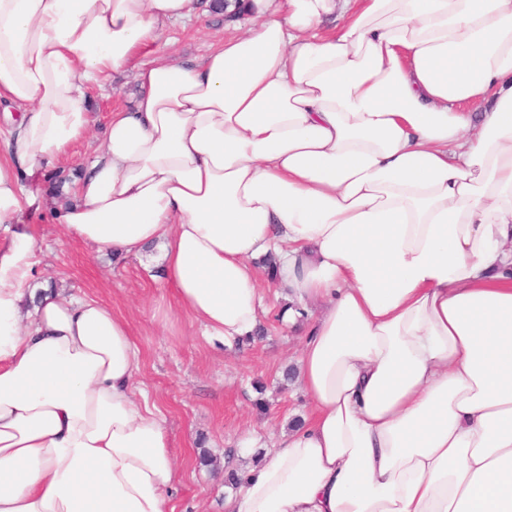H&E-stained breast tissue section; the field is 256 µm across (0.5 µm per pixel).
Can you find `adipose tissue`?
<instances>
[{
    "label": "adipose tissue",
    "instance_id": "1",
    "mask_svg": "<svg viewBox=\"0 0 512 512\" xmlns=\"http://www.w3.org/2000/svg\"><path fill=\"white\" fill-rule=\"evenodd\" d=\"M247 0L186 64L143 60L199 0H0V224L60 171L85 99L140 93L52 223L114 257L161 249L202 336L258 328L260 264L307 323L312 406L226 512H512V0ZM0 251V512H172L164 419L104 302Z\"/></svg>",
    "mask_w": 512,
    "mask_h": 512
}]
</instances>
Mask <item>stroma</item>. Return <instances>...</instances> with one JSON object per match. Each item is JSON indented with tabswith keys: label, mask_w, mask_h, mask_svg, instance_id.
<instances>
[{
	"label": "stroma",
	"mask_w": 512,
	"mask_h": 512,
	"mask_svg": "<svg viewBox=\"0 0 512 512\" xmlns=\"http://www.w3.org/2000/svg\"><path fill=\"white\" fill-rule=\"evenodd\" d=\"M224 18L198 14L170 25L155 55L190 61L205 55L223 36ZM139 92L135 68L113 75L104 91L90 92L89 131L67 147L63 165L86 163L100 150L112 111L131 108ZM15 230L44 242L37 276L58 287L104 301L125 318L139 348L137 385L164 416L170 432L179 480L171 494L173 512H224L230 491L224 485L225 449H235V466L252 467L268 452L289 422L311 407L299 386L282 378L300 354L297 332L279 320L286 301L275 289L264 292V339L250 345L219 348L201 336L175 309L172 291L155 277L158 249L140 257L115 259L93 245L48 223L43 205L24 208ZM263 406H256V399Z\"/></svg>",
	"instance_id": "1"
}]
</instances>
